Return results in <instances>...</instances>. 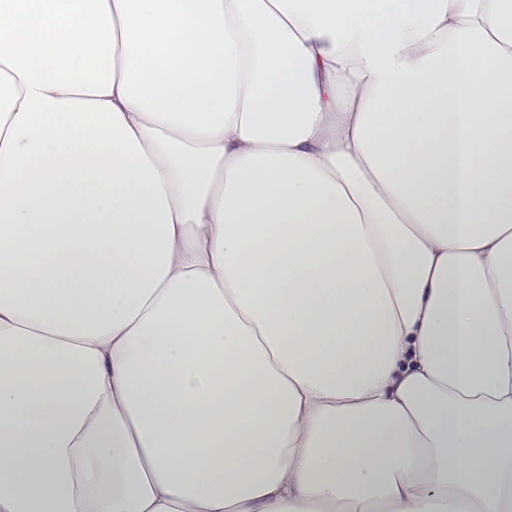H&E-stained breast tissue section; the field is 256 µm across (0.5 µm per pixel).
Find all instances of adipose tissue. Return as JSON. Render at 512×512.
I'll return each instance as SVG.
<instances>
[{"label":"adipose tissue","mask_w":512,"mask_h":512,"mask_svg":"<svg viewBox=\"0 0 512 512\" xmlns=\"http://www.w3.org/2000/svg\"><path fill=\"white\" fill-rule=\"evenodd\" d=\"M0 512H512V0H0Z\"/></svg>","instance_id":"ef3b65f1"}]
</instances>
